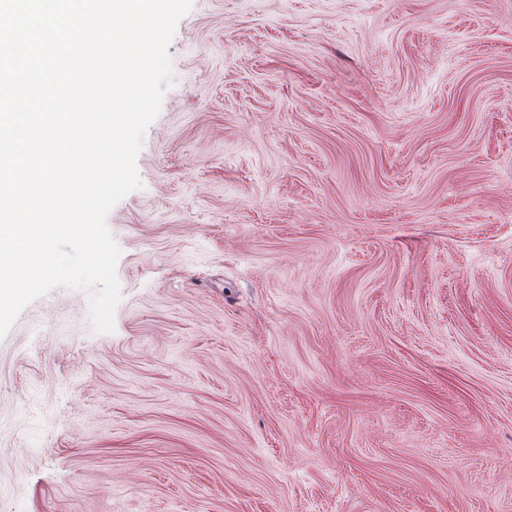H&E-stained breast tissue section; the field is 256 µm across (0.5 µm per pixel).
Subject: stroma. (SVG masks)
I'll use <instances>...</instances> for the list:
<instances>
[{"label": "stroma", "instance_id": "1", "mask_svg": "<svg viewBox=\"0 0 512 512\" xmlns=\"http://www.w3.org/2000/svg\"><path fill=\"white\" fill-rule=\"evenodd\" d=\"M115 329L0 338V512H512V0H192Z\"/></svg>", "mask_w": 512, "mask_h": 512}]
</instances>
